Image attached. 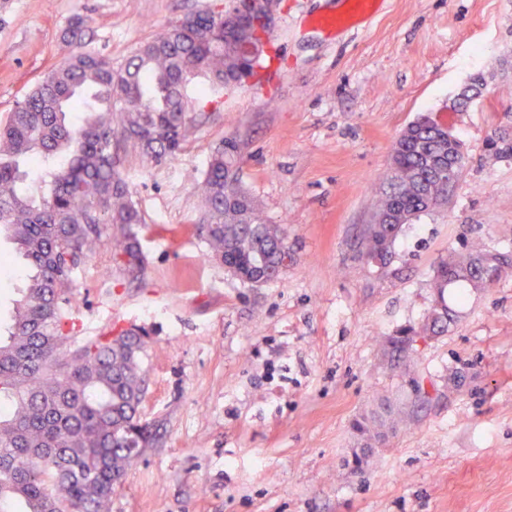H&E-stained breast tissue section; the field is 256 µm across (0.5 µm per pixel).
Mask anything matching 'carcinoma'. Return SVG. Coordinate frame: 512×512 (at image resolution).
Here are the masks:
<instances>
[{
  "instance_id": "1",
  "label": "carcinoma",
  "mask_w": 512,
  "mask_h": 512,
  "mask_svg": "<svg viewBox=\"0 0 512 512\" xmlns=\"http://www.w3.org/2000/svg\"><path fill=\"white\" fill-rule=\"evenodd\" d=\"M60 64L0 124V233L24 261L25 277L8 320L0 319V512H109L112 495L142 448L143 341L130 329L78 336L71 317L74 273L104 245L112 259L141 267L133 226L143 223L120 169L121 144L154 163L185 140L188 112L217 99L241 75L234 39L218 15L171 23L114 67L85 48L82 22L69 26ZM412 143L397 139V163L377 209L393 219L368 224L359 245L367 263L390 255L405 225L448 199L465 155L419 116ZM233 139L212 153L202 182L198 235L227 270L251 277L281 266L288 245L238 181ZM455 168L454 182L436 166ZM512 268L508 255L481 247L440 258L433 303L411 336H438L459 321L455 307Z\"/></svg>"
}]
</instances>
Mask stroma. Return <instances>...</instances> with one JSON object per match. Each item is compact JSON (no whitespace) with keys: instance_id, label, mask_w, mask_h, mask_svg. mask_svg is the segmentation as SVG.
Here are the masks:
<instances>
[{"instance_id":"35a3bbf8","label":"stroma","mask_w":512,"mask_h":512,"mask_svg":"<svg viewBox=\"0 0 512 512\" xmlns=\"http://www.w3.org/2000/svg\"><path fill=\"white\" fill-rule=\"evenodd\" d=\"M230 3L0 0V121L58 62L75 19L117 67L168 24ZM347 13L348 0H279L260 76L220 105L197 102L162 164L123 156L142 270L102 248L76 273L72 311L81 335L144 338L156 438L111 512H512V271L471 293L447 333L415 338L411 363L381 344L422 321L448 251L512 254V157L488 150L512 133V0H381L332 35L312 22ZM476 76L481 99L454 110ZM442 109L466 151L458 186L404 229L387 264L361 261L393 142ZM227 138L243 189L292 255L260 286L196 232L198 184ZM383 402L410 423L360 433Z\"/></svg>"}]
</instances>
